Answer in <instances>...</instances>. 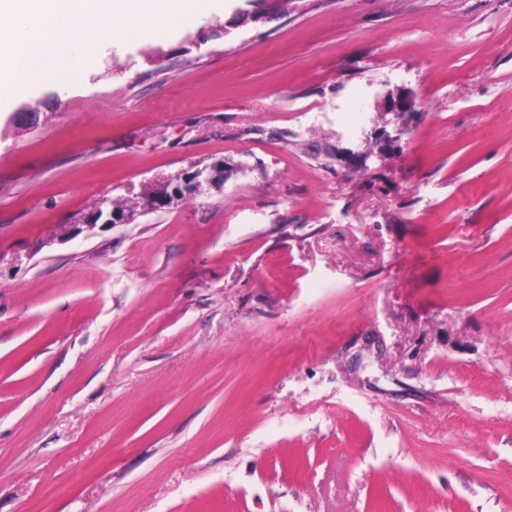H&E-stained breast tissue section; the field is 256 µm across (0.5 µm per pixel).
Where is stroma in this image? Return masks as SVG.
<instances>
[{
    "mask_svg": "<svg viewBox=\"0 0 512 512\" xmlns=\"http://www.w3.org/2000/svg\"><path fill=\"white\" fill-rule=\"evenodd\" d=\"M0 512H512V0H234L0 102ZM173 180H177L173 184ZM211 182V174L207 167H196L187 176L179 177L176 179L167 180L166 188L155 195L149 202V205L154 209H162L167 207L174 196L184 197L186 195L195 194L200 192L204 185ZM170 188V191H169ZM112 202L107 198H101L96 206V211L92 217L87 220L90 224H96L104 215L107 217L103 224H128L131 221V216L126 214L123 210L108 209Z\"/></svg>",
    "mask_w": 512,
    "mask_h": 512,
    "instance_id": "1",
    "label": "stroma"
}]
</instances>
